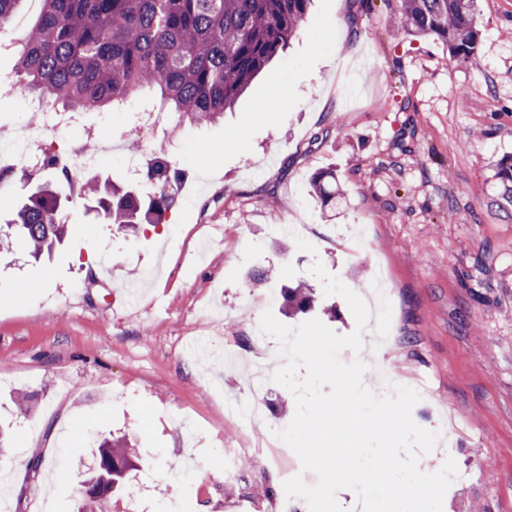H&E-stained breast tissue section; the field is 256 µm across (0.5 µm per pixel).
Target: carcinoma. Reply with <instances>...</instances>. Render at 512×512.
Here are the masks:
<instances>
[{
  "label": "carcinoma",
  "mask_w": 512,
  "mask_h": 512,
  "mask_svg": "<svg viewBox=\"0 0 512 512\" xmlns=\"http://www.w3.org/2000/svg\"><path fill=\"white\" fill-rule=\"evenodd\" d=\"M21 0H0V28L10 25ZM37 23L22 37V49L10 88L42 94L65 112L117 108L150 90L160 91L159 112L179 127L212 122L233 107L253 78L301 31L310 0H42ZM399 27L414 37L435 36L450 52L467 55L475 48L478 0H396ZM51 171L88 189L86 197L108 224L128 229L166 222L175 204L179 172L161 154L145 171L154 186L143 199L132 189L100 188L83 182L49 152L36 175ZM496 178L512 203V157L496 166ZM325 175L310 183L324 206L336 201ZM66 197L50 181L26 198L13 218L0 225V246L21 241L37 257L62 241ZM293 313H306L315 300L299 282L282 289ZM98 468L85 481L78 512H104L112 490L127 487L137 449L121 441L98 446Z\"/></svg>",
  "instance_id": "carcinoma-1"
}]
</instances>
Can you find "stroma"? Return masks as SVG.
<instances>
[{
    "label": "stroma",
    "mask_w": 512,
    "mask_h": 512,
    "mask_svg": "<svg viewBox=\"0 0 512 512\" xmlns=\"http://www.w3.org/2000/svg\"><path fill=\"white\" fill-rule=\"evenodd\" d=\"M370 3L312 0L300 36L222 122L136 134L151 92L81 115L82 128L128 134L83 178L151 195L134 169L161 148L182 178L162 232L119 230L78 198L50 255L0 251V512H77L112 437L139 454L133 493L113 491L108 512H309L283 483L316 477L272 437L293 393L266 382L257 428L224 399L250 393L257 365L282 364L264 311L354 331L344 299L323 317L317 261L360 296L380 292L386 339L364 379L422 388L413 419L458 468L445 512H512V205L494 177L512 156V0H479L476 46L457 57ZM20 124L62 152L73 138L43 135L25 96L0 99V127ZM329 171L331 209L309 194ZM257 271L266 283L252 284ZM298 281L318 305L291 316L281 289Z\"/></svg>",
    "instance_id": "35a3bbf8"
}]
</instances>
